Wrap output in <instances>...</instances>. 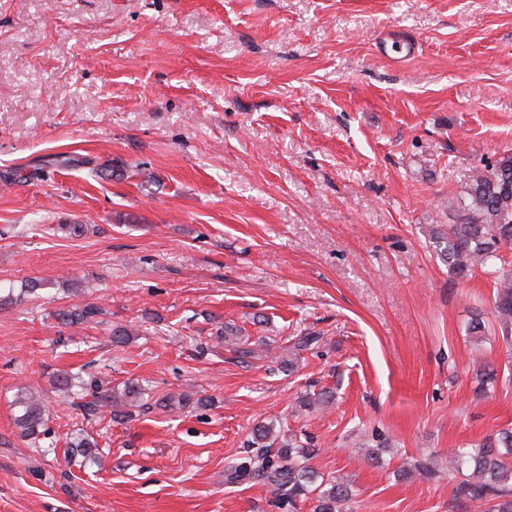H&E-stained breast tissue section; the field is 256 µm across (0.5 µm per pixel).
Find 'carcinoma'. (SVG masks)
<instances>
[{"label": "carcinoma", "mask_w": 512, "mask_h": 512, "mask_svg": "<svg viewBox=\"0 0 512 512\" xmlns=\"http://www.w3.org/2000/svg\"><path fill=\"white\" fill-rule=\"evenodd\" d=\"M458 207L461 218L444 228L435 227L432 239L435 252L448 266L451 275L464 278L475 268L494 276L496 296L494 316L501 325L502 340L512 344V273L496 268L499 252L512 246V156L504 155L495 163L478 168L465 187L464 196L448 201ZM102 313L95 305L74 307L58 313L65 325L89 323ZM53 392L63 402L81 411L85 418L98 414L112 421L132 418L134 409L151 408L146 391L133 380L121 390L96 375L59 374ZM169 404L195 408L210 406L206 398L193 399L190 393L167 396ZM14 424L21 434L35 441L45 435V406L40 394L20 391L13 401ZM274 425L259 422L252 431V450L225 469L229 483L260 480L275 498L293 507L297 500L316 502L313 512H340V505L352 497L351 485L336 479L317 482L309 461L319 449L306 448L289 439L274 443ZM278 448H273V445ZM97 443L81 431L67 443L68 457L92 459ZM448 481L452 483V501L467 507L480 504L486 512H512V428L500 430L473 448H453L448 452Z\"/></svg>", "instance_id": "1"}]
</instances>
